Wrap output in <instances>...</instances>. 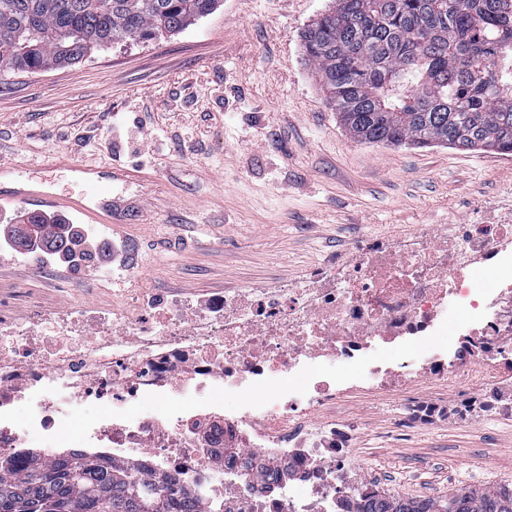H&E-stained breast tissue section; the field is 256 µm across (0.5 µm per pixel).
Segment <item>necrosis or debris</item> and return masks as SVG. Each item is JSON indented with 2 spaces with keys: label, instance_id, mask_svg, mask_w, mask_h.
<instances>
[{
  "label": "necrosis or debris",
  "instance_id": "4bbe7bcc",
  "mask_svg": "<svg viewBox=\"0 0 512 512\" xmlns=\"http://www.w3.org/2000/svg\"><path fill=\"white\" fill-rule=\"evenodd\" d=\"M496 271L492 287L473 274ZM465 320L448 364L434 338ZM412 346L392 375L369 353ZM385 390L415 375L455 389L454 405L405 399L397 435L447 415L512 419V224H425L351 248L307 280L228 289L192 303L163 293L109 305L0 304V453L95 450L181 488L207 512H357L402 498L375 476L336 420L337 367Z\"/></svg>",
  "mask_w": 512,
  "mask_h": 512
}]
</instances>
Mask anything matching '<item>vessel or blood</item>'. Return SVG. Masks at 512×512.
Listing matches in <instances>:
<instances>
[{
  "label": "vessel or blood",
  "mask_w": 512,
  "mask_h": 512,
  "mask_svg": "<svg viewBox=\"0 0 512 512\" xmlns=\"http://www.w3.org/2000/svg\"><path fill=\"white\" fill-rule=\"evenodd\" d=\"M56 168L80 174L84 188L79 194H54L40 189L38 183L17 180L10 189H0V206H36L40 210L67 208L85 215L91 223L111 224L112 203L110 201L111 176L101 174L99 168L82 164L63 155H56Z\"/></svg>",
  "instance_id": "obj_1"
}]
</instances>
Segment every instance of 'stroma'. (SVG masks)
I'll list each match as a JSON object with an SVG mask.
<instances>
[{
    "mask_svg": "<svg viewBox=\"0 0 512 512\" xmlns=\"http://www.w3.org/2000/svg\"><path fill=\"white\" fill-rule=\"evenodd\" d=\"M333 0H223L178 34L114 44L90 58L0 79V159L49 191L80 192L61 153L131 168L113 181L124 220L104 233L128 253L105 282L57 262L0 255V284L55 307L162 291L200 302L226 289L293 283L350 244L408 237L421 224H483L512 211V155L357 142L327 104L301 33ZM339 419L365 465L437 494L481 449L512 465V425L443 421L391 436L399 398L339 369Z\"/></svg>",
    "mask_w": 512,
    "mask_h": 512,
    "instance_id": "stroma-1",
    "label": "stroma"
}]
</instances>
